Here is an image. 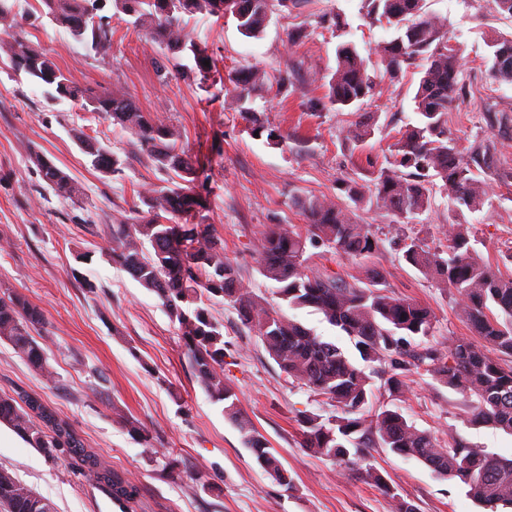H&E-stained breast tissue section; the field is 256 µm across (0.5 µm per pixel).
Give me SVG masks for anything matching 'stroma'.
<instances>
[{
    "instance_id": "obj_1",
    "label": "stroma",
    "mask_w": 512,
    "mask_h": 512,
    "mask_svg": "<svg viewBox=\"0 0 512 512\" xmlns=\"http://www.w3.org/2000/svg\"><path fill=\"white\" fill-rule=\"evenodd\" d=\"M12 5L21 27L15 33L0 29V296L19 293L42 308L48 325L37 342L55 376L46 380L0 341V393L39 396L69 421L106 467L137 487L127 512H394L391 500L361 476L342 473L300 447V413L326 419L336 408L315 401L306 386L286 376L233 304L219 298L209 308L230 349L224 374L243 414L280 455L294 487L286 489L262 473L237 426L197 383L178 323L155 293L106 256L112 224L128 217L140 192L161 183L163 173L128 130L52 99L13 71L7 49L18 38L44 49L79 87L124 92L154 121L175 128L182 147L209 176L203 207L177 216V223L212 225L255 296L289 311L350 356L353 345L321 314L289 309L274 294L254 249L274 225L303 226L297 200L332 198L340 207H353L358 222L383 245L367 259L311 247L310 269L349 283L376 271L394 295L431 309L428 344L470 336L453 290L405 262L391 218L373 197L374 171L390 161L397 132L415 119L421 67L404 68L398 80H389L374 48L390 32L367 17L363 0H290L273 7L257 39L243 36L231 17H187V31L207 43L216 62L214 75L202 85L160 77L154 62L162 45L114 19L112 0H101L99 11L112 27V53L105 59L52 22L41 0H12ZM424 10L444 20L462 52L469 95L463 106L448 110L449 136L464 154L482 143L497 148L487 201L467 217L471 242L482 261L512 274V84L490 79L486 65L488 40L512 35V17L501 14L495 0H424ZM296 31L302 38L293 45L288 36ZM342 42L355 45L374 79L370 96L355 112L330 107L321 82L335 69ZM254 67L265 71L268 81L253 96L254 118L248 121L223 103L232 77ZM360 113L371 133L364 149L353 153L344 131ZM257 125L262 135H255ZM75 128L124 160L121 177L92 167L71 136ZM271 129L284 135L282 146L268 144L264 133ZM36 151L53 156L72 177L78 202L44 190L32 162ZM350 178L364 194L356 205L339 188L340 180ZM450 206L444 194H435L431 209L409 224V233L430 249L439 248ZM75 267L84 281L72 277ZM467 407L465 395L425 374L415 376L401 403L404 416L440 443L460 437L511 457L512 435L470 422ZM128 419L150 433L151 447L128 432ZM367 462L416 512H481L459 480L439 478L417 460L374 448ZM0 468L48 499L56 512L107 510L106 490L87 480L71 458H47L6 428L0 430Z\"/></svg>"
}]
</instances>
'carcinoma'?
Wrapping results in <instances>:
<instances>
[{
	"instance_id": "carcinoma-1",
	"label": "carcinoma",
	"mask_w": 512,
	"mask_h": 512,
	"mask_svg": "<svg viewBox=\"0 0 512 512\" xmlns=\"http://www.w3.org/2000/svg\"><path fill=\"white\" fill-rule=\"evenodd\" d=\"M98 0H44L48 14L64 24L71 36L90 44L104 58L112 51V27L89 18ZM367 15L385 22L392 38L377 44L376 53L391 77L402 68L425 63L414 101L416 121L398 132L391 145L393 161L373 178L376 205L397 224H409L431 208L433 191L445 193L448 210L446 244L436 250L420 239L409 238L404 259L425 275L438 279L460 297L459 312L485 346L467 338L441 342L421 352L409 349L411 341L428 336L433 314L425 306L396 297L383 288L374 273L365 285L349 284L312 272L305 257L307 247L325 245L347 256H370L382 239L353 213L325 196L297 202L306 224L300 229L280 225L267 231L256 245L261 274L291 308L312 307L347 336L362 361L388 368L384 387L397 400L409 390L411 376L425 372L439 384L472 397L471 420L512 433V275L495 271L482 262L471 244L466 214L483 208L487 200L484 174H492L496 147L481 145L470 159H460L448 136V106L462 99L464 81L460 48L439 17L423 12V0H367ZM117 12L130 24L160 40L168 54L158 65L163 75L193 74L206 80L215 68L208 47L196 41L184 26V16L207 13L233 17L248 37L260 36L271 14L272 0H114ZM0 25L18 26L9 0H0ZM495 80L512 84V36L488 41ZM190 52L194 66L187 70L176 53ZM210 64H204V61ZM13 69L24 72L35 85L57 98H66L89 112H96L130 130L147 151L154 166L169 179L140 195L131 216L112 225L109 261L140 285L154 292L169 317L183 331L186 355L194 376L208 398L223 405L224 414L240 430L262 471L290 489L293 480L265 437L244 418L236 392L224 378L227 356L222 326L210 315L208 302L223 298L236 306L241 320L257 330L269 356L280 369L306 386L314 396L336 407L340 415L322 420L308 415L302 420L301 446L332 461L343 473L362 470L365 482L395 504L396 512H415L379 471L368 465L365 450L387 448L404 459H416L444 479H459L475 503L497 512L512 509V457L490 454L463 440L451 439L442 447L435 437L409 422L400 408L372 412L371 379L336 344L323 340L280 310L258 300L238 277L224 252V242L202 224H174L172 217L199 205L193 192L199 178L195 160L178 146L171 127L154 122L124 93H94L76 86L51 57L17 40L10 47ZM265 82L258 68L235 76L233 104L243 115L245 104ZM372 79L354 47L336 50V68L327 84L332 107L350 108L368 96ZM370 135L368 125L354 121L344 139L351 151L361 149ZM86 152L93 168L113 176L123 173L124 162L108 148L95 143ZM36 173L56 196L74 200L77 188L55 160L40 152L32 156ZM38 306L20 294L0 297V340L46 380L54 372L32 332L45 328ZM0 423L12 428L49 457L68 454L80 469L93 474L111 497L132 502L138 489L103 466L85 447L73 427L49 411L38 398L16 399L0 394ZM0 512H54L51 502L32 492L8 471L0 469Z\"/></svg>"
}]
</instances>
